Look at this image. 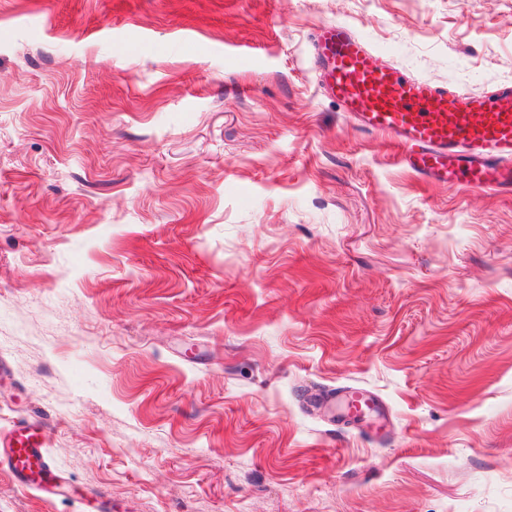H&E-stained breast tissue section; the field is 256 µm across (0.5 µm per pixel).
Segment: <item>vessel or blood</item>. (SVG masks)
I'll list each match as a JSON object with an SVG mask.
<instances>
[{"label":"vessel or blood","mask_w":512,"mask_h":512,"mask_svg":"<svg viewBox=\"0 0 512 512\" xmlns=\"http://www.w3.org/2000/svg\"><path fill=\"white\" fill-rule=\"evenodd\" d=\"M321 82L364 131L390 138L401 161L420 179L451 188L512 194V82L474 93L450 83L418 78L394 63L375 66L370 44L339 23L314 36ZM350 419L373 412L377 398L366 391L340 394ZM46 432L16 425L0 440L7 465L24 488L45 489L57 467L45 449Z\"/></svg>","instance_id":"vessel-or-blood-1"}]
</instances>
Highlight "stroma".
Listing matches in <instances>:
<instances>
[{"label": "stroma", "mask_w": 512, "mask_h": 512, "mask_svg": "<svg viewBox=\"0 0 512 512\" xmlns=\"http://www.w3.org/2000/svg\"><path fill=\"white\" fill-rule=\"evenodd\" d=\"M331 22L512 82V0H0V434L65 484L0 512H512V195L321 95ZM358 401L362 403V409ZM340 405L345 417L358 419L370 412H374L378 408V400L367 391L343 390L340 393Z\"/></svg>", "instance_id": "obj_1"}]
</instances>
